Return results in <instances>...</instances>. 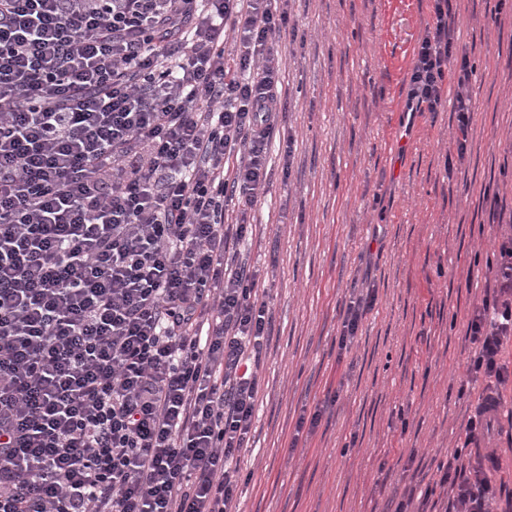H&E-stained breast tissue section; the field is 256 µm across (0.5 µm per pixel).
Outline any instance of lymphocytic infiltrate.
I'll use <instances>...</instances> for the list:
<instances>
[{
  "instance_id": "1",
  "label": "lymphocytic infiltrate",
  "mask_w": 512,
  "mask_h": 512,
  "mask_svg": "<svg viewBox=\"0 0 512 512\" xmlns=\"http://www.w3.org/2000/svg\"><path fill=\"white\" fill-rule=\"evenodd\" d=\"M450 2L408 102L451 97L461 155ZM288 25L273 0H0V512H234L271 317L224 215L266 192ZM467 335L483 401L437 484L498 512L475 446L512 381L511 233Z\"/></svg>"
}]
</instances>
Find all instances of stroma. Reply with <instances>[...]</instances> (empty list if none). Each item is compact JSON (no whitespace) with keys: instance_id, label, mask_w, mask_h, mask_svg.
Listing matches in <instances>:
<instances>
[{"instance_id":"stroma-1","label":"stroma","mask_w":512,"mask_h":512,"mask_svg":"<svg viewBox=\"0 0 512 512\" xmlns=\"http://www.w3.org/2000/svg\"><path fill=\"white\" fill-rule=\"evenodd\" d=\"M455 8L475 73L467 153L452 163L450 102L406 109L432 0H288L277 48L292 153H271L239 245L272 315L239 512H395L409 492L419 512L464 442L482 390L466 324L512 230V7ZM365 289L372 305L340 347ZM501 393L487 440L511 492L512 382ZM371 299L372 296L368 292L366 297L359 296L350 300L339 336V344L341 347L347 346V342H350V339L356 335L360 320L367 309L371 306Z\"/></svg>"}]
</instances>
